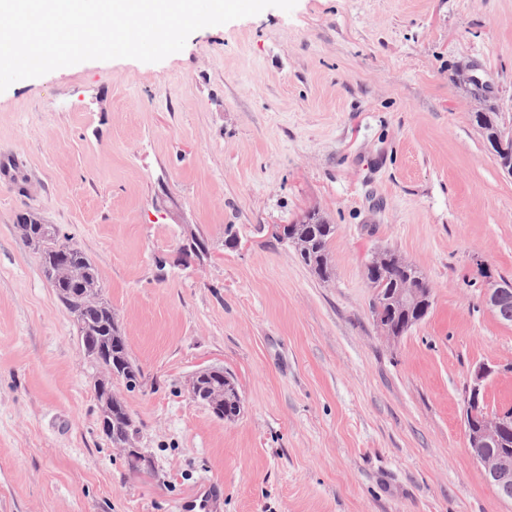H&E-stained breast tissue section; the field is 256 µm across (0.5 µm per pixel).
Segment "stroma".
<instances>
[{"label": "stroma", "instance_id": "stroma-1", "mask_svg": "<svg viewBox=\"0 0 512 512\" xmlns=\"http://www.w3.org/2000/svg\"><path fill=\"white\" fill-rule=\"evenodd\" d=\"M471 63L512 129V0H297L0 92V512H179L204 480L223 512H512L463 426L471 372L512 361L481 297L512 281V175L448 81ZM312 207L337 228L326 281L274 233ZM29 210L92 258L142 370L113 385L141 471L99 426ZM383 248L433 291L395 341L365 277ZM204 366L234 374L239 417L190 398Z\"/></svg>", "mask_w": 512, "mask_h": 512}]
</instances>
